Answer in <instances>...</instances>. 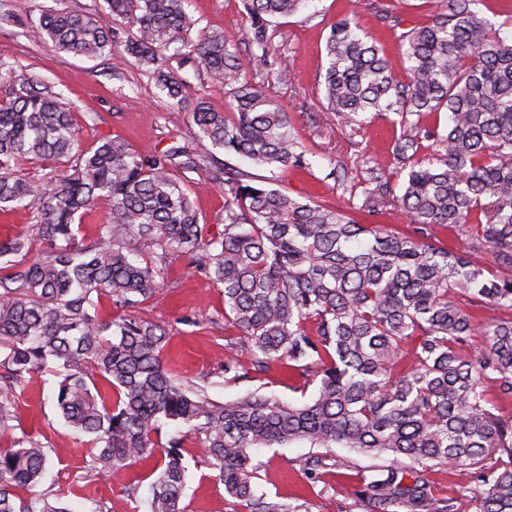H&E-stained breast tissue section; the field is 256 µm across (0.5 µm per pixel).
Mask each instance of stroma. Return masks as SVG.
<instances>
[{
    "mask_svg": "<svg viewBox=\"0 0 512 512\" xmlns=\"http://www.w3.org/2000/svg\"><path fill=\"white\" fill-rule=\"evenodd\" d=\"M102 4L103 0H0V59L14 64L17 71L42 75L77 104L83 147L120 137L140 154L152 156L174 141L194 144L197 128L191 110L195 100L204 101L215 111H232L231 96L194 62L178 57L171 60L173 68L191 85L188 99L178 103L160 93L148 74L131 64L123 49H116L109 57L88 60L56 52L29 34L42 10L92 13ZM373 5L374 0H305L295 15L273 21L268 31L267 61L255 66L249 63L253 48L242 0H189L188 11L198 21L197 31L220 30L234 36L237 53L246 63L245 75L263 81L270 98L289 113L291 133L311 167L280 172V188L293 198L344 210L362 224L406 229L410 223L399 214L393 200H384L371 209L363 205L370 170H377L391 183L403 182L392 155L400 128L389 117L372 112L352 126L322 117V82L328 65L326 41L336 17L354 18L381 48L395 76L405 75L407 61L398 33L377 21ZM282 70L289 75L284 83L277 78ZM340 164L351 171L350 181L342 186L328 177ZM175 177L207 223H216L223 216L224 187L211 180L209 170H179ZM175 276L178 287L160 288L133 309L103 302L104 314L164 324L172 337V349L164 355L166 364L175 372L205 379L213 400H233L258 388L287 402L300 401V392L289 388L280 368L248 380L225 376L223 292L195 273L187 260L178 261ZM187 315L195 317V325L183 324ZM17 403L24 429L33 433L49 453L42 491L59 497L73 512H103L107 507L112 512H127L131 502L138 512H150L148 483H141L133 499L122 482L109 473L101 474L87 487L77 485L75 478L85 463L90 442L88 436L61 420L51 375L32 374L19 390ZM310 451L305 443L258 449L257 456L263 462L261 489L287 503H307L309 512H363L354 476L332 472L316 481L303 475L298 462ZM184 455L189 462L181 502L184 512H240L223 485L213 479L198 439L188 438Z\"/></svg>",
    "mask_w": 512,
    "mask_h": 512,
    "instance_id": "stroma-1",
    "label": "stroma"
}]
</instances>
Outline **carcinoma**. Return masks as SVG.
I'll return each instance as SVG.
<instances>
[{
  "label": "carcinoma",
  "mask_w": 512,
  "mask_h": 512,
  "mask_svg": "<svg viewBox=\"0 0 512 512\" xmlns=\"http://www.w3.org/2000/svg\"><path fill=\"white\" fill-rule=\"evenodd\" d=\"M103 2L90 14L46 9L33 37L86 58L121 46L183 101L188 84L169 65L172 50L224 86L234 112L196 102L193 148L175 142L144 158L106 138L85 149L72 103L0 61V211L33 212V223L0 240V432L18 428L17 390L49 367L64 423L93 445L78 481L153 460L151 512H182L184 435L162 439L168 421L203 435L215 480L244 512H309L270 500L251 455L298 441L321 449L300 461L314 479L357 468L332 454L337 446L382 461L369 476L358 471L365 512H458L457 499L436 496L426 478L448 466L461 477L459 497L475 477L487 486L474 496L477 512H512V416L499 408L512 399V317H475L512 310V30L480 17L475 0H444L431 24L400 34L409 63L400 82L351 19L331 23L326 112L347 125L392 113L403 128L392 147L402 186L371 171L367 191L409 217L413 230L402 232L275 188L274 171L309 168L290 116L243 77L229 35L190 37L188 0ZM301 2L243 0L259 59L272 20ZM442 110L446 125H419ZM424 140L438 149L434 167L413 161ZM215 149L271 172L261 178L228 162L215 169L224 184L220 228L200 220L173 177L213 161ZM25 160L52 166L33 184L18 170ZM102 200L108 218L87 240L79 220ZM476 210L487 221L469 254L436 244V225L467 224ZM485 250L498 273L481 260ZM185 257L223 288L224 324L234 330L224 373L240 379L286 366L312 388L309 398L293 404L254 390L215 401L206 384L164 365L165 325L103 315L104 297L132 307L167 281L175 287L169 273ZM48 464V449L25 432L1 447L0 512H74L37 490Z\"/></svg>",
  "instance_id": "cac0c4a2"
}]
</instances>
